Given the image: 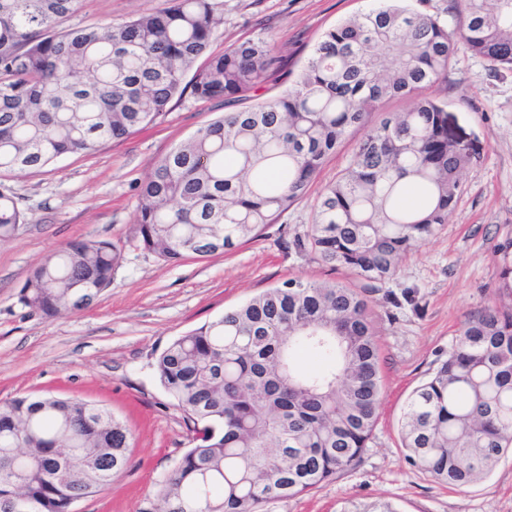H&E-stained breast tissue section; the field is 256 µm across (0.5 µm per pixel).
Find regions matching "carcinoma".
Instances as JSON below:
<instances>
[{
	"instance_id": "1",
	"label": "carcinoma",
	"mask_w": 512,
	"mask_h": 512,
	"mask_svg": "<svg viewBox=\"0 0 512 512\" xmlns=\"http://www.w3.org/2000/svg\"><path fill=\"white\" fill-rule=\"evenodd\" d=\"M379 6L328 30L281 94L224 113L158 160L138 187L130 239L165 262L230 252L303 198L325 158L365 130L313 208L296 247L357 281L291 278L174 339L154 363L192 447L154 512H257L355 468L382 398L376 314L366 294L455 210L475 153L448 131L447 104L422 91L447 81L459 51L512 70V0H452L448 28L430 0ZM78 0H0V175L123 139L186 90L243 100L281 70L268 41L214 54L217 0H164L119 23L55 24ZM206 58L204 65L196 62ZM190 85H183L188 71ZM407 100L378 123L390 98ZM27 217L0 184V242ZM512 294V239L497 246ZM123 259L109 241L51 253L21 287V307L54 317L78 288L95 297ZM322 367L307 372L299 356ZM411 465L462 488L512 450V298L468 316L448 357L418 386L400 424ZM133 440L105 408L52 395L0 404V512H72L122 471Z\"/></svg>"
}]
</instances>
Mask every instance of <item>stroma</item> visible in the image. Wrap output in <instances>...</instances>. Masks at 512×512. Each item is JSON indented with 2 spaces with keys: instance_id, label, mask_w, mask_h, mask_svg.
<instances>
[{
  "instance_id": "1",
  "label": "stroma",
  "mask_w": 512,
  "mask_h": 512,
  "mask_svg": "<svg viewBox=\"0 0 512 512\" xmlns=\"http://www.w3.org/2000/svg\"><path fill=\"white\" fill-rule=\"evenodd\" d=\"M224 26L214 51L265 38L284 56L286 72L256 92H281L323 34L376 6L377 0H223ZM163 0H79L71 24L119 22L155 12ZM448 105L456 130L477 153L463 174V193L447 224L401 263L385 292L373 297L379 317L383 382L379 418L357 467L304 495L262 506L261 512H360L391 503L398 512H512V454L480 482L451 488L413 467L401 446L399 418L412 391L455 342L465 317L500 300L494 252L512 238V71L459 54L446 82L430 88ZM223 100L192 94L174 99L156 123L95 150L61 157L47 167L1 180L17 198L26 224L0 243V403L23 396L86 400L131 430L133 443L119 474L77 512H152L165 478L190 448L182 413L154 372L159 353L251 297L299 277L347 281L344 271L297 250L312 206L344 169L360 138L348 134L324 162L306 195L258 240L227 254L191 256L169 264L136 247L130 228L138 186L153 164L199 128L224 114ZM105 240L121 247L112 282L87 307L48 318L21 308L16 296L50 253L66 244Z\"/></svg>"
}]
</instances>
